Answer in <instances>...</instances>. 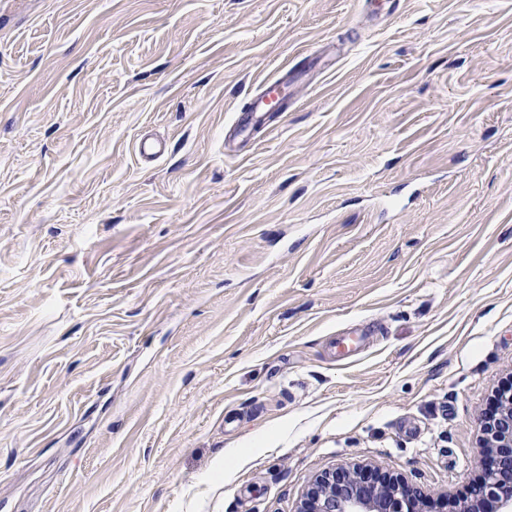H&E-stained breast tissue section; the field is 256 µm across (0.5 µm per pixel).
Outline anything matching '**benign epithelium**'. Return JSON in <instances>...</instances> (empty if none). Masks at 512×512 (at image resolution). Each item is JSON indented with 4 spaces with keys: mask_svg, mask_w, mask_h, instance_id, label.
<instances>
[{
    "mask_svg": "<svg viewBox=\"0 0 512 512\" xmlns=\"http://www.w3.org/2000/svg\"><path fill=\"white\" fill-rule=\"evenodd\" d=\"M484 465L480 479L452 512H512V387L499 389L481 419ZM414 495L398 478L333 471L317 476L299 512H414Z\"/></svg>",
    "mask_w": 512,
    "mask_h": 512,
    "instance_id": "benign-epithelium-1",
    "label": "benign epithelium"
}]
</instances>
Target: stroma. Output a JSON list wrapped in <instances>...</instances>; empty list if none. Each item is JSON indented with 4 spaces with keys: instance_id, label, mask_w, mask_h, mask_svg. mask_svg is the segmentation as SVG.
<instances>
[{
    "instance_id": "35a3bbf8",
    "label": "stroma",
    "mask_w": 512,
    "mask_h": 512,
    "mask_svg": "<svg viewBox=\"0 0 512 512\" xmlns=\"http://www.w3.org/2000/svg\"><path fill=\"white\" fill-rule=\"evenodd\" d=\"M511 376L512 0H0V512H451ZM281 79H274L264 84L265 91L259 99L255 111H250L238 117L237 127L240 131H245L253 120L255 112L265 113H283L288 112V94L280 83ZM414 495L397 477L333 471L313 480L299 512H414Z\"/></svg>"
}]
</instances>
